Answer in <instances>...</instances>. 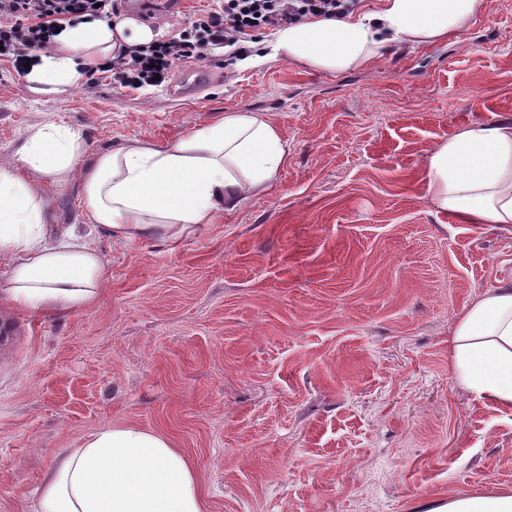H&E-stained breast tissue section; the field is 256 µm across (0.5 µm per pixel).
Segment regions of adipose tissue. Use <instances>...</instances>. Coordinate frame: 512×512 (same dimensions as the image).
I'll return each mask as SVG.
<instances>
[{"label": "adipose tissue", "instance_id": "ef3b65f1", "mask_svg": "<svg viewBox=\"0 0 512 512\" xmlns=\"http://www.w3.org/2000/svg\"><path fill=\"white\" fill-rule=\"evenodd\" d=\"M481 11L482 0H386L375 12L279 29L273 49L339 74L383 58L393 43L432 45L462 33ZM158 38L130 16L86 17L64 25L23 80L36 94L63 93L120 46ZM287 163L280 129L260 114L228 112L163 146L135 138L93 154L80 130L33 128L15 164L0 166V258L10 267L0 306L65 315L98 298L104 260L76 227L49 239L50 191L79 183L89 224L128 240H177L237 209ZM425 186L435 207L458 223L512 227V121L476 123L450 136L430 156ZM448 357L460 384L512 411V284L464 308ZM37 512H205V505L193 464L169 437L112 427L54 458ZM418 512H512V491L452 497Z\"/></svg>", "mask_w": 512, "mask_h": 512}]
</instances>
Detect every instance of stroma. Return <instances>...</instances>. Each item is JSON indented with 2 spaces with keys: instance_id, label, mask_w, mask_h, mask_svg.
<instances>
[{
  "instance_id": "stroma-1",
  "label": "stroma",
  "mask_w": 512,
  "mask_h": 512,
  "mask_svg": "<svg viewBox=\"0 0 512 512\" xmlns=\"http://www.w3.org/2000/svg\"><path fill=\"white\" fill-rule=\"evenodd\" d=\"M205 4L121 12L176 37ZM227 112L280 128L271 186L177 241L94 230L93 305L0 308V512H35L55 455L118 425L168 435L205 512H415L512 490V413L448 362L464 307L512 283V228L458 223L425 192L441 141L512 120V0H483L460 37L336 75L228 66L217 48L162 88L98 72L35 96L0 60V164L34 126L79 129L97 151Z\"/></svg>"
}]
</instances>
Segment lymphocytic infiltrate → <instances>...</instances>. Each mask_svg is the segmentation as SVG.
<instances>
[{
    "label": "lymphocytic infiltrate",
    "mask_w": 512,
    "mask_h": 512,
    "mask_svg": "<svg viewBox=\"0 0 512 512\" xmlns=\"http://www.w3.org/2000/svg\"><path fill=\"white\" fill-rule=\"evenodd\" d=\"M361 0H211L198 11L180 36L147 46L119 48L99 69L111 73L116 86L140 89L168 81L173 67L184 60L206 59L223 47L228 59L247 57L255 34L313 17L339 18L353 12ZM119 0H0V59L23 68L32 53L47 49L63 20L84 16H115Z\"/></svg>",
    "instance_id": "f902f5d3"
}]
</instances>
